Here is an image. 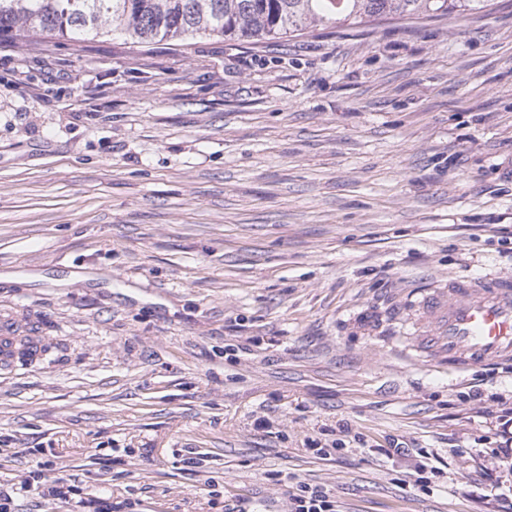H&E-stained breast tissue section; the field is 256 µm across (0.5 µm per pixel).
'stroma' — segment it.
<instances>
[{
  "instance_id": "obj_1",
  "label": "stroma",
  "mask_w": 512,
  "mask_h": 512,
  "mask_svg": "<svg viewBox=\"0 0 512 512\" xmlns=\"http://www.w3.org/2000/svg\"><path fill=\"white\" fill-rule=\"evenodd\" d=\"M501 273L511 7L0 55V312L54 340L0 369L11 512H71L58 479L122 512H285L301 483L341 512H498L512 363L437 369L390 312ZM393 440L445 461L430 490L374 454Z\"/></svg>"
}]
</instances>
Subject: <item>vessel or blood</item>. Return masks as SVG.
I'll return each instance as SVG.
<instances>
[{"instance_id":"b4317fda","label":"vessel or blood","mask_w":512,"mask_h":512,"mask_svg":"<svg viewBox=\"0 0 512 512\" xmlns=\"http://www.w3.org/2000/svg\"><path fill=\"white\" fill-rule=\"evenodd\" d=\"M393 316L418 319L413 348L431 363L465 370L512 359V274L449 279L396 307ZM25 330L0 317V338L40 348L42 337Z\"/></svg>"}]
</instances>
